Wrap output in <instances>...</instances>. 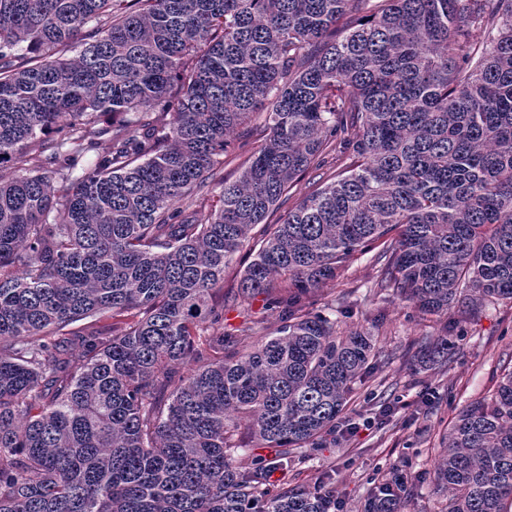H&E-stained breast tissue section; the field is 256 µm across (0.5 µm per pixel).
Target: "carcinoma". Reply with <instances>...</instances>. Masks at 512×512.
<instances>
[{"mask_svg":"<svg viewBox=\"0 0 512 512\" xmlns=\"http://www.w3.org/2000/svg\"><path fill=\"white\" fill-rule=\"evenodd\" d=\"M255 112L265 144L215 181ZM332 150L244 269L238 297L282 316L241 349L224 271ZM377 244L422 315L512 300V0H0V512H332L271 475L336 435L379 357L308 309ZM433 480L444 512H512V370ZM409 494L393 476L361 512ZM336 155L335 153H330L324 159L323 165L319 169L311 170L306 176L301 177L293 182L290 191L288 192V200L283 205L280 211L271 215L267 224H274L278 219L279 215L283 213L284 210H288V208H293L297 205L304 197L314 192L318 187L322 185L324 181L330 175H333L336 172Z\"/></svg>","mask_w":512,"mask_h":512,"instance_id":"obj_1","label":"carcinoma"}]
</instances>
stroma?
<instances>
[{
  "instance_id": "stroma-1",
  "label": "stroma",
  "mask_w": 512,
  "mask_h": 512,
  "mask_svg": "<svg viewBox=\"0 0 512 512\" xmlns=\"http://www.w3.org/2000/svg\"><path fill=\"white\" fill-rule=\"evenodd\" d=\"M263 126L264 117L257 113L235 130L217 177L231 181L239 176L264 140ZM242 269L237 258L224 274V331L240 334L250 325L262 334L273 332L280 317L269 297L244 303L236 295ZM377 275L373 254L356 256L341 276L309 299L311 310L329 312L342 329L364 328L377 340L378 367L356 384L349 412L353 420H372V427L312 450L306 462L275 473L272 480L326 481L344 512H359L375 484L398 473L413 484L405 512H437L439 498L429 474L440 451L439 432L472 400L492 393L503 371L512 369V302L488 303L464 320L454 309L445 316H423L411 303L378 293ZM442 335L457 346L453 360L445 368L421 367L417 340Z\"/></svg>"
}]
</instances>
